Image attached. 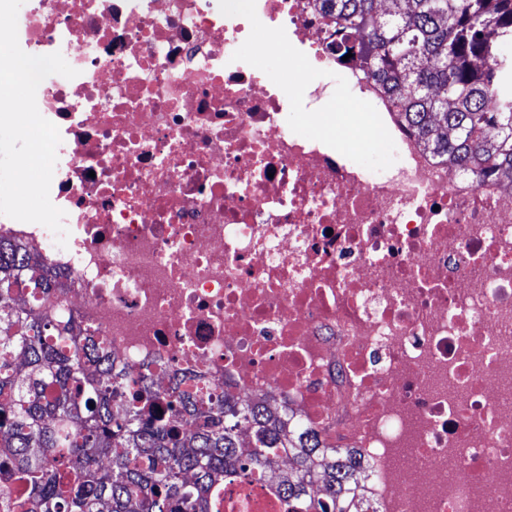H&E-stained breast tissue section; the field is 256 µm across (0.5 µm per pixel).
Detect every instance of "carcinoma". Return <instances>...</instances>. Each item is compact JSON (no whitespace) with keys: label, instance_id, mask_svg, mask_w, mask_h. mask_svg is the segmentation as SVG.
Instances as JSON below:
<instances>
[{"label":"carcinoma","instance_id":"cac0c4a2","mask_svg":"<svg viewBox=\"0 0 512 512\" xmlns=\"http://www.w3.org/2000/svg\"><path fill=\"white\" fill-rule=\"evenodd\" d=\"M335 51L356 56L440 162L512 184V0H318ZM42 299L15 302L24 287ZM64 284L0 246V512H224V482L263 479L282 512H363L362 464L284 414L153 390L112 370L97 337L48 303ZM200 418L181 435L176 413Z\"/></svg>","mask_w":512,"mask_h":512}]
</instances>
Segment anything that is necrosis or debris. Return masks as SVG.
<instances>
[{"label": "necrosis or debris", "instance_id": "4bbe7bcc", "mask_svg": "<svg viewBox=\"0 0 512 512\" xmlns=\"http://www.w3.org/2000/svg\"><path fill=\"white\" fill-rule=\"evenodd\" d=\"M17 34L77 71L36 92L68 238L0 241L59 274L52 305L119 370L358 449L374 512H512V186L424 150L313 0H24ZM338 93L387 162L289 120ZM287 473L225 484L226 512Z\"/></svg>", "mask_w": 512, "mask_h": 512}]
</instances>
